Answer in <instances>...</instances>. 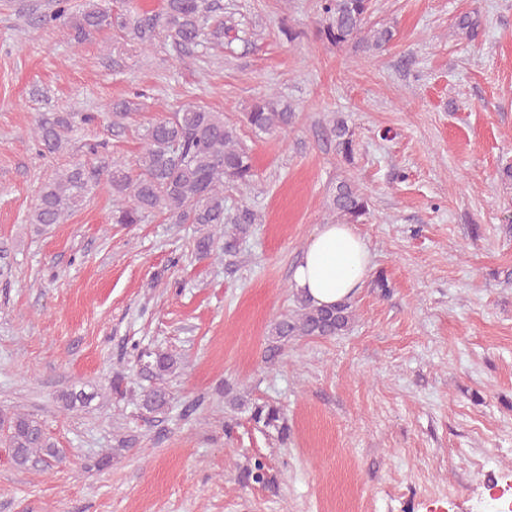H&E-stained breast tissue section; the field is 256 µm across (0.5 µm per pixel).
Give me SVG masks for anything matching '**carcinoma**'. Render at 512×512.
I'll return each mask as SVG.
<instances>
[{
  "label": "carcinoma",
  "instance_id": "obj_1",
  "mask_svg": "<svg viewBox=\"0 0 512 512\" xmlns=\"http://www.w3.org/2000/svg\"><path fill=\"white\" fill-rule=\"evenodd\" d=\"M322 27L319 33L332 45L353 44L370 52L385 48L394 38L388 26L368 25L373 0H318ZM220 9L216 0H163L157 13H136L132 31L147 48L158 36L170 42L180 56H193L207 47L209 40L241 39L233 26L213 25V13ZM54 22L72 32V40L81 45L94 36L112 29L115 17L107 0H87L85 6L71 11L70 0H55V10L38 20ZM246 123L254 130L273 134L295 123L293 107L273 97L256 101L245 113ZM95 112H41L34 120V137L41 151L57 154L70 142L74 127L93 125ZM330 134L336 151L345 160L353 158L355 131L341 117L333 120ZM254 170L248 148L240 139L237 126L224 120V113L196 103H186L178 110L155 119L144 132L142 150L131 163L114 160L97 165L89 159H77L41 186L38 202L28 216V223L49 227L62 223L82 209L91 194L105 181L114 206L112 223L142 224L163 215L170 224H196L199 236L194 252L200 258L222 251L229 253L238 236L244 235L256 221L255 212L240 206L230 216L224 208V189L247 187ZM328 208L342 224H361L370 213V200L352 180L336 184L329 196ZM298 309L282 316L271 327L265 359L273 362L282 345L295 337L337 336L353 320L349 302L319 307L298 296ZM149 373L161 380L178 368L176 357L169 353L145 354ZM168 404L165 388L155 386L140 394L139 406L151 420L164 414ZM235 409L246 408L254 423L277 431L281 439L288 436V425L281 409L272 404H250L242 397L229 400ZM7 426V447L11 460L21 469L47 470L60 463V450L41 422L28 413L0 416Z\"/></svg>",
  "mask_w": 512,
  "mask_h": 512
}]
</instances>
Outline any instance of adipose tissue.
Wrapping results in <instances>:
<instances>
[{
  "mask_svg": "<svg viewBox=\"0 0 512 512\" xmlns=\"http://www.w3.org/2000/svg\"><path fill=\"white\" fill-rule=\"evenodd\" d=\"M369 270V252L353 228L325 224L307 241L294 280L314 303L328 306L350 298Z\"/></svg>",
  "mask_w": 512,
  "mask_h": 512,
  "instance_id": "1",
  "label": "adipose tissue"
}]
</instances>
